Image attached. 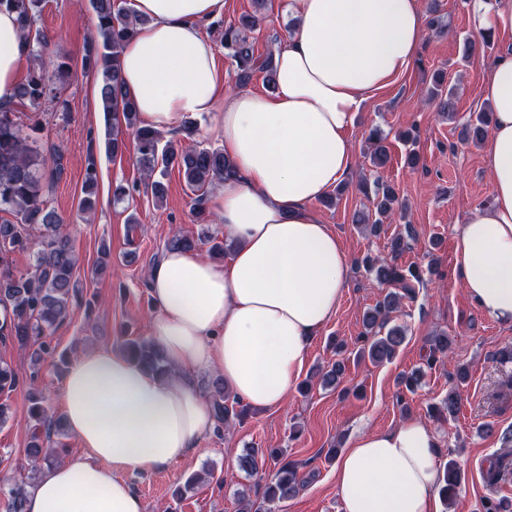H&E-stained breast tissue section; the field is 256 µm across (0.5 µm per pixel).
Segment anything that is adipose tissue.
Listing matches in <instances>:
<instances>
[{
  "mask_svg": "<svg viewBox=\"0 0 512 512\" xmlns=\"http://www.w3.org/2000/svg\"><path fill=\"white\" fill-rule=\"evenodd\" d=\"M225 0H128L145 18L121 54V81L159 131L204 116L235 179L210 212L232 242L224 262L168 249L150 270L152 341L170 370L158 378L122 350L81 354L60 401L79 454L46 467L24 512H145L130 476L196 453L216 427L192 378L218 375L240 403L282 407L310 344L335 315L351 260L312 209L354 163L347 135L375 92L413 63L426 17L418 0H294L297 27L276 52V91L228 89L204 27ZM476 38L512 33V0H470ZM29 54L18 16L0 10V108ZM483 95L493 200L457 228L455 270L488 316L512 323V56L491 65ZM439 441L425 421L355 435L333 477L342 512H438Z\"/></svg>",
  "mask_w": 512,
  "mask_h": 512,
  "instance_id": "obj_1",
  "label": "adipose tissue"
}]
</instances>
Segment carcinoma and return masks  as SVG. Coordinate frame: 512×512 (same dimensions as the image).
<instances>
[{"instance_id": "1", "label": "carcinoma", "mask_w": 512, "mask_h": 512, "mask_svg": "<svg viewBox=\"0 0 512 512\" xmlns=\"http://www.w3.org/2000/svg\"><path fill=\"white\" fill-rule=\"evenodd\" d=\"M43 0H0V7L16 12L23 36L30 47L33 67L27 80L18 86L17 99L28 101L34 109L33 116L39 115L42 105L60 100V92L70 75L71 67L65 60H49L44 55L48 46L46 36L36 27L42 10ZM96 13L97 25L94 34L87 40L82 58L83 69L99 78L98 97L103 112L112 117V124L105 128L106 152L116 154L122 150L124 142L120 138L122 129L131 131L137 142L138 164L150 176L156 169L175 167L181 172L187 187L194 195V210L205 211L208 190L217 182H224L235 175L231 163L224 152L208 148L177 150L171 145L161 146V136L150 126L139 121L138 113L131 99L123 91L120 76V58L124 45L133 37L137 25L143 19L128 14L126 0H91ZM258 18L252 16L239 26L228 25L220 33L219 43L224 53L237 65V80L241 86L247 85L256 71L266 73L270 87L276 86V73L273 66V53L255 55V48L246 30L253 29ZM429 99L437 102L439 111L451 116L455 112V92L444 88L441 80H436L429 91ZM490 116L479 112L469 120L465 129V139L475 144L484 141L487 135ZM386 137L373 128L368 142L370 158L374 165L383 167L389 160V152L384 144ZM51 165V176L62 171L61 156L53 155L45 159L28 144L24 135L22 116L11 110L0 109V308L4 319L0 322V340H15L20 345L36 344L31 358L29 372L22 373L8 363H0V391L14 390L24 380L35 381L39 365L47 356H52L55 347L50 337L65 322L74 304L83 300V291L76 278L77 259L72 239L66 224L49 206L44 194L40 169ZM97 185L95 165L87 169L85 197L80 200V209L87 212L94 207L92 195ZM398 198L391 185L375 182L371 211L359 210L353 213L352 223L362 225L372 235L378 234L380 224L389 218ZM6 217H1V214ZM38 235L39 247L33 252L31 271L17 274L12 268V255L29 248L30 237ZM408 248L401 235L390 240L391 259L365 256L361 263L377 281L387 286L388 291L373 309L364 314V332L357 341L362 343V353L374 363L392 360L398 347L405 339V330L399 325H390L391 314L397 312L405 299L415 295V284L422 283L416 270L406 276L400 270L397 259ZM453 339L438 336L434 339L426 358L427 367H432L441 357L448 354ZM124 351L145 369L160 377L168 376L169 370L155 344L149 340H129ZM344 366L335 362L322 374V384L334 387L343 379ZM29 414L32 427L29 436L27 457L34 471L53 465L62 458L65 445L54 441L53 436L63 433V421L43 407V398L29 397ZM222 384L215 383V394L211 405L218 423L228 424L233 409L227 404ZM459 407L457 388L448 390L442 405L429 407L430 412L454 416ZM283 452L273 451L269 455L252 449L239 458L240 468L254 472L258 470V460L269 459L275 471L265 484L263 503L248 504L254 512H271L268 505L285 501L297 492L299 480L297 469L290 462L282 461ZM462 473L458 465L450 460L443 469V486L440 493L443 499L452 498L461 482ZM28 482L21 480L14 484L9 495V512H23V502Z\"/></svg>"}]
</instances>
